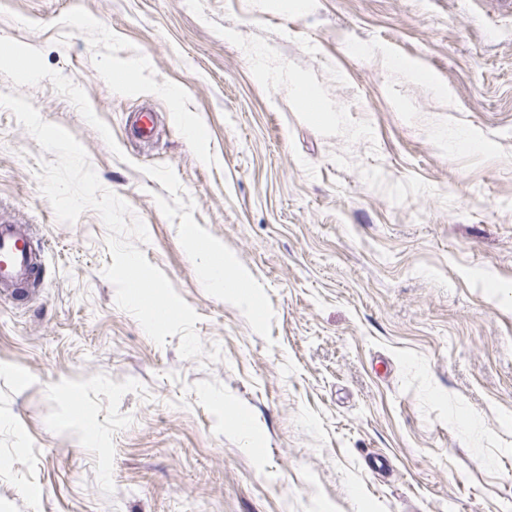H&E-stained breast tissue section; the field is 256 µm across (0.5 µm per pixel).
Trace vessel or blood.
Masks as SVG:
<instances>
[{"label":"vessel or blood","mask_w":512,"mask_h":512,"mask_svg":"<svg viewBox=\"0 0 512 512\" xmlns=\"http://www.w3.org/2000/svg\"><path fill=\"white\" fill-rule=\"evenodd\" d=\"M31 225L0 220V289L45 279L43 262L33 252Z\"/></svg>","instance_id":"1"}]
</instances>
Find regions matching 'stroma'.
<instances>
[{
  "instance_id": "35a3bbf8",
  "label": "stroma",
  "mask_w": 512,
  "mask_h": 512,
  "mask_svg": "<svg viewBox=\"0 0 512 512\" xmlns=\"http://www.w3.org/2000/svg\"><path fill=\"white\" fill-rule=\"evenodd\" d=\"M304 2L0 0V47L34 71L0 63V93L78 139L223 355L182 358L117 307L100 216L57 219L54 154L0 107V218L33 226L46 268L0 295V512L512 506V6ZM193 239L254 279V309L203 286Z\"/></svg>"
}]
</instances>
